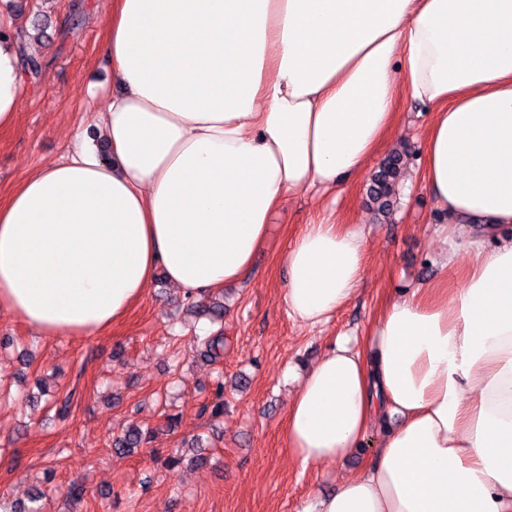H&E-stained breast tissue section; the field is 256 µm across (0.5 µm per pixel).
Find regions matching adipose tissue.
Segmentation results:
<instances>
[{
    "instance_id": "ef3b65f1",
    "label": "adipose tissue",
    "mask_w": 512,
    "mask_h": 512,
    "mask_svg": "<svg viewBox=\"0 0 512 512\" xmlns=\"http://www.w3.org/2000/svg\"><path fill=\"white\" fill-rule=\"evenodd\" d=\"M0 8V130L22 90ZM112 98L0 202V309L44 337H92L156 271L184 296L240 280L287 196L331 193L384 146L398 100L431 114L422 179L452 225L456 283L388 300L362 344L338 337L287 411L303 465L384 426L373 462L304 512H512V0H112ZM283 301L317 328L357 295L365 238L332 220L287 247Z\"/></svg>"
}]
</instances>
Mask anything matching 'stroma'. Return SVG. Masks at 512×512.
Wrapping results in <instances>:
<instances>
[{
  "mask_svg": "<svg viewBox=\"0 0 512 512\" xmlns=\"http://www.w3.org/2000/svg\"><path fill=\"white\" fill-rule=\"evenodd\" d=\"M27 53L41 71L24 76L17 124L0 132V200L30 172L62 161L76 138L99 146L93 123L122 89L104 49L112 0H11ZM429 115L409 99L398 106L387 152L408 150L390 215L368 199L369 174L336 194L301 193L271 218L269 238L250 272L225 285L224 351L217 363L194 358L189 340L214 332L156 272L124 320L90 338H38L0 312V500L36 502L40 512H302L315 493L334 492L365 467L380 445L333 466L306 467L285 438L288 400L338 336H363L383 303L438 278L441 241L433 200L420 172ZM333 216L360 229L367 273L355 299L322 328L288 318L281 296L284 251L305 224ZM49 377L70 397L66 417L30 401ZM224 412H212L216 386ZM152 429L144 447L112 452L113 434ZM86 493L66 496L70 484Z\"/></svg>",
  "mask_w": 512,
  "mask_h": 512,
  "instance_id": "stroma-1",
  "label": "stroma"
}]
</instances>
